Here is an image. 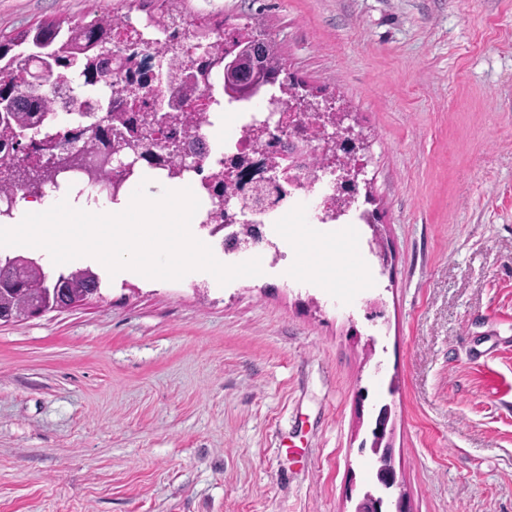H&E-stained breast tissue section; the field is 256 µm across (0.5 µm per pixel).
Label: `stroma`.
<instances>
[{"instance_id": "stroma-1", "label": "stroma", "mask_w": 512, "mask_h": 512, "mask_svg": "<svg viewBox=\"0 0 512 512\" xmlns=\"http://www.w3.org/2000/svg\"><path fill=\"white\" fill-rule=\"evenodd\" d=\"M162 8L0 0V40ZM182 15L259 18L300 95L366 137L372 221L283 228L287 266L224 286L105 274L0 326V512H353L384 403L410 512H512V0Z\"/></svg>"}]
</instances>
